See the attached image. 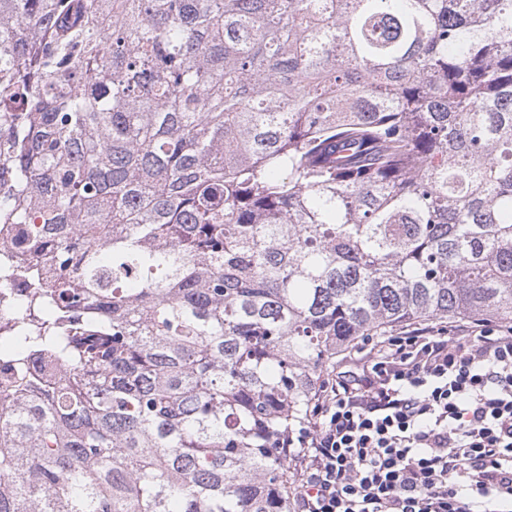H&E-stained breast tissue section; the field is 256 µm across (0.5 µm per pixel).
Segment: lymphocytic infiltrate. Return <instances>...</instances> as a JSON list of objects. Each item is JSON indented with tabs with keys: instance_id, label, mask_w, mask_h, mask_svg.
Listing matches in <instances>:
<instances>
[{
	"instance_id": "obj_1",
	"label": "lymphocytic infiltrate",
	"mask_w": 512,
	"mask_h": 512,
	"mask_svg": "<svg viewBox=\"0 0 512 512\" xmlns=\"http://www.w3.org/2000/svg\"><path fill=\"white\" fill-rule=\"evenodd\" d=\"M276 445L300 451L295 512H512V324L371 342Z\"/></svg>"
}]
</instances>
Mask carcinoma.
<instances>
[{
    "instance_id": "carcinoma-1",
    "label": "carcinoma",
    "mask_w": 512,
    "mask_h": 512,
    "mask_svg": "<svg viewBox=\"0 0 512 512\" xmlns=\"http://www.w3.org/2000/svg\"><path fill=\"white\" fill-rule=\"evenodd\" d=\"M1 224L0 512H290L326 363L512 322V0H0Z\"/></svg>"
}]
</instances>
